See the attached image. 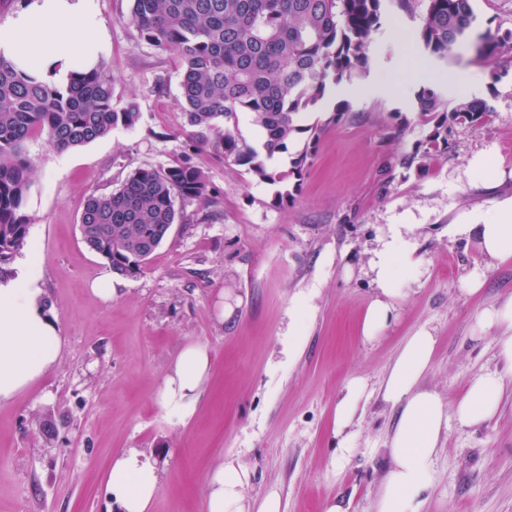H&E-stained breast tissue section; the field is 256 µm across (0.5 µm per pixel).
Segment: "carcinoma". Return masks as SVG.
<instances>
[{"label":"carcinoma","instance_id":"1","mask_svg":"<svg viewBox=\"0 0 512 512\" xmlns=\"http://www.w3.org/2000/svg\"><path fill=\"white\" fill-rule=\"evenodd\" d=\"M381 17L382 0H131L128 23L145 43L176 51L189 139L280 185L274 203L284 206L294 202L324 130L317 121L303 124L306 112L329 87L366 66ZM475 21L472 0H427L418 40L446 61ZM474 49L481 59L511 51L512 30L488 29ZM417 108L429 131L400 163L420 175L433 156L450 151L456 127L479 126L493 112L482 98L450 108L434 84L420 89ZM241 114L261 132L262 149L240 138ZM138 117L137 102L114 103L107 70H72L57 87L17 71L0 55V283L14 276L10 263L27 245L21 208L35 174L27 142L45 133L53 149L64 152L115 128H132ZM301 135L304 145L288 169L274 168L271 159ZM211 202L208 177L186 156L163 168L138 167L112 192L87 199L81 238L113 273L135 277L182 218V206Z\"/></svg>","mask_w":512,"mask_h":512}]
</instances>
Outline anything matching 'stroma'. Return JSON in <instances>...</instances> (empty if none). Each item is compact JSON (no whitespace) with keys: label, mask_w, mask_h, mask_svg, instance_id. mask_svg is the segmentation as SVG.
<instances>
[{"label":"stroma","mask_w":512,"mask_h":512,"mask_svg":"<svg viewBox=\"0 0 512 512\" xmlns=\"http://www.w3.org/2000/svg\"><path fill=\"white\" fill-rule=\"evenodd\" d=\"M97 5L114 100L135 99L140 117L133 128L63 153L43 135L28 143L36 173L22 208L27 248L39 258L63 347L51 371L0 400V512H118L104 475L128 448L160 468L151 512H203L206 477L227 459L248 470L252 502L274 490L280 512H323L331 498L349 512H374L397 418L380 387L405 338L422 326L437 338L423 384L448 406L479 374L499 373L505 383L492 419L450 422L426 512H512V365L497 355L495 330L477 324L484 309L512 298V259H493L476 239L448 233L512 198V52L479 59L466 42L448 62L432 59L415 39L425 0L406 10L384 0L368 64L351 83L383 77L398 82L396 94L331 91L318 119L343 100L349 114L327 125L295 201L277 207L274 185L211 149L190 147L177 57L139 40L126 21L130 0ZM401 32L413 34L410 48L398 42ZM405 61L479 78L475 88H443L444 99L479 96L494 107L483 126L457 128L454 150L424 175L400 164L426 133L415 98L424 81L401 74ZM395 112L407 125L390 140L385 127ZM185 154L206 173L212 203L184 206L141 275L113 274L81 239L87 198L111 192L135 168L164 167ZM485 155L497 163L489 178L476 168ZM393 224L410 225L421 267L386 327L368 340L363 317L377 293L370 262ZM476 270L483 286L464 292ZM105 277L115 290L108 302L91 291ZM299 302L303 347L292 357L288 326ZM191 343L207 347L211 369L194 412L180 419L157 394ZM354 378L366 381L368 396L352 427L357 450L345 462L335 409Z\"/></svg>","instance_id":"35a3bbf8"}]
</instances>
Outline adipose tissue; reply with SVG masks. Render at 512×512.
Segmentation results:
<instances>
[{"label": "adipose tissue", "mask_w": 512, "mask_h": 512, "mask_svg": "<svg viewBox=\"0 0 512 512\" xmlns=\"http://www.w3.org/2000/svg\"><path fill=\"white\" fill-rule=\"evenodd\" d=\"M99 28L96 0H25L0 29V55L21 72L61 84L69 66L88 70L106 62L109 45ZM448 231L476 237L490 257L512 258V200L500 203L483 219L449 225ZM24 266L20 279L0 286V400L13 397L52 370L63 343L56 320L40 300L36 255H28ZM417 266L412 243L400 229H393L373 263L378 296L364 317L365 338L376 336L387 324L392 299L402 296L401 285ZM435 345L432 332L420 327L406 339L384 379L382 397L398 414L388 442L391 466L382 481L376 512H423L449 416H456L460 425L477 426L499 409L503 381L489 372L471 381L455 414H448L443 400L421 386L432 367ZM209 365L203 345L190 344L180 352L160 391V401L170 414L184 417L194 410ZM366 389L363 379L350 380L336 405L334 432L340 448L348 453L353 446L346 429ZM248 479L240 464L224 461L207 478L204 512H280L274 492L251 504L245 495ZM105 481L121 512H148L160 470L154 460L130 448L112 461Z\"/></svg>", "instance_id": "ef3b65f1"}]
</instances>
